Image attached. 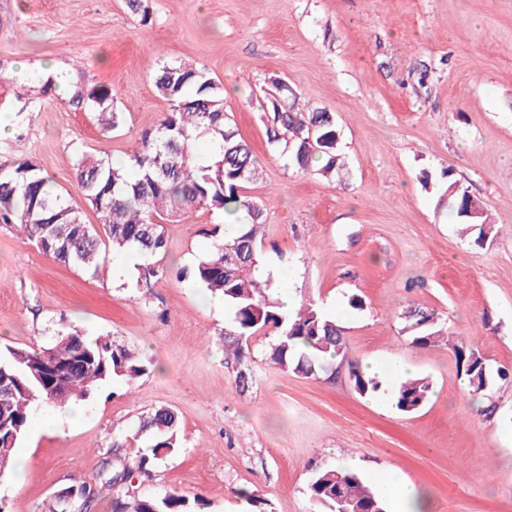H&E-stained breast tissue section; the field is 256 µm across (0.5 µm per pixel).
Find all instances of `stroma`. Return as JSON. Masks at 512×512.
<instances>
[{"mask_svg":"<svg viewBox=\"0 0 512 512\" xmlns=\"http://www.w3.org/2000/svg\"><path fill=\"white\" fill-rule=\"evenodd\" d=\"M139 25L125 0H0V108L15 106L17 62L60 61L111 89L123 124L103 137L92 113L60 96L30 113L0 156L35 164L68 190L85 223L97 215L74 179L79 154L123 160L169 108L153 75L193 61L222 84L225 108L262 166L248 196L264 208L262 259L275 290L337 300L348 343L335 378H306L270 360V341L244 347L254 382L240 390L213 336L230 311L205 305L189 282L157 283L150 300L53 262L19 224H0V354L50 346L77 327L154 360L132 385L97 388L78 427L54 433L31 419L20 447L24 485L0 476V512H40L89 479L113 434L134 437L165 405L181 448L147 485L202 495L205 512H317L308 486L325 468L357 472L380 497L387 483L424 490L431 512H512V381L490 407L466 389L451 347L416 348L399 314L417 303L441 314L490 369L512 371V0H149ZM285 80L302 103L334 114L347 167L322 180L286 168L267 143L261 106ZM486 203L491 245L474 250L442 208L444 171ZM222 215L201 209L165 222L162 263L196 264ZM364 307L351 309L350 297ZM402 358L431 390L417 411L396 409L398 375L358 394L350 364ZM253 492L257 504L239 497Z\"/></svg>","mask_w":512,"mask_h":512,"instance_id":"stroma-1","label":"stroma"}]
</instances>
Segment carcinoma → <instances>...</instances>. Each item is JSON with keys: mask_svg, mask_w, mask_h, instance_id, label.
<instances>
[{"mask_svg": "<svg viewBox=\"0 0 512 512\" xmlns=\"http://www.w3.org/2000/svg\"><path fill=\"white\" fill-rule=\"evenodd\" d=\"M128 10L146 25L150 7L146 0H126ZM169 109L153 127L141 132L135 148L114 163L105 157L83 154L74 165V179L85 200L95 210L98 224L84 222L69 193L57 188L36 165L0 157V223L22 225L28 238L53 261L98 273L107 253L137 249L144 257L137 267L133 288L141 299L152 293L166 269L158 256L165 251V217L185 216L199 209L229 218L230 231L214 244L207 256L181 276L197 288L224 298L232 319L220 332L227 365L241 364L242 341L256 335L272 336L270 359L284 370L306 378L336 376V357L346 356L344 328L310 298L287 315L272 296L271 279L254 274L261 261L259 238L265 224L264 209L244 194L259 180L257 156L235 129L224 107V90L205 69L184 62L163 63L154 79ZM274 95L264 98L267 142L285 166L324 180L344 168L338 131L332 113L302 109L295 92L273 84ZM55 91L53 80H38L16 95L19 122L41 109L43 97ZM70 107L91 112L99 130L108 135L123 121L114 106L112 91L90 88L75 81L67 98ZM223 141L222 155L212 163L198 162L192 142L204 137ZM448 209L461 235L478 249L486 247L493 225L483 203L473 197L447 170ZM403 330L415 347L435 345L443 333L435 310L410 303L401 313ZM457 367L465 376L468 392L489 398L495 377L485 359L464 342L453 346ZM151 359L124 344L103 337L91 338L80 330L61 335L39 350L9 348L0 361V474L13 467L15 448L23 437L33 410L43 400L58 406L84 400L104 381L131 382L148 373ZM350 379L362 396H371L381 382L350 364ZM430 392L428 379L409 377L394 395L397 410H418ZM137 438L145 448L123 452L128 439L112 436V450L73 501L60 495L42 512H70L87 505L91 512L105 491L112 492V512H202L205 503L189 501L175 492H140L133 480L143 482L164 459L180 450L178 415L160 406L145 415ZM309 496L327 512H385L383 500L360 476L341 468L316 473Z\"/></svg>", "mask_w": 512, "mask_h": 512, "instance_id": "1", "label": "carcinoma"}]
</instances>
